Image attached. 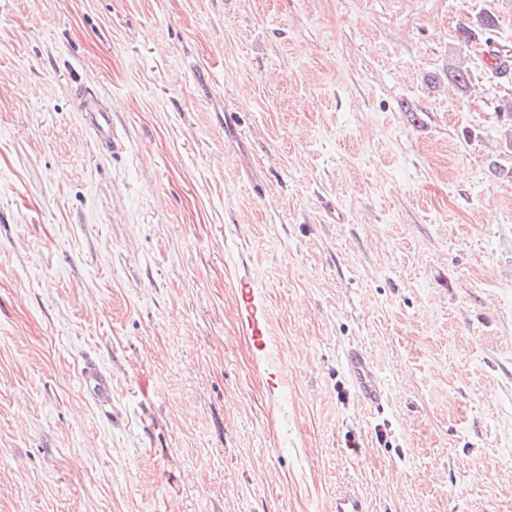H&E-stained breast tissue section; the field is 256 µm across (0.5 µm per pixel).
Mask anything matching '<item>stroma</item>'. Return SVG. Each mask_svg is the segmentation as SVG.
<instances>
[{"label": "stroma", "mask_w": 512, "mask_h": 512, "mask_svg": "<svg viewBox=\"0 0 512 512\" xmlns=\"http://www.w3.org/2000/svg\"><path fill=\"white\" fill-rule=\"evenodd\" d=\"M481 12L512 51V0H0V512H512V81L459 37ZM80 105L87 112L90 129L97 140L105 144L112 143V114L102 110L93 95L80 94ZM243 307L241 308L240 321L251 330L252 336L258 339L264 336L265 313L261 301L256 299L249 286H243ZM346 362L359 396L372 405H379L382 401L379 379L364 352L351 348L346 354ZM82 385L102 405L112 402V382L96 366L88 365L82 371Z\"/></svg>", "instance_id": "1"}]
</instances>
